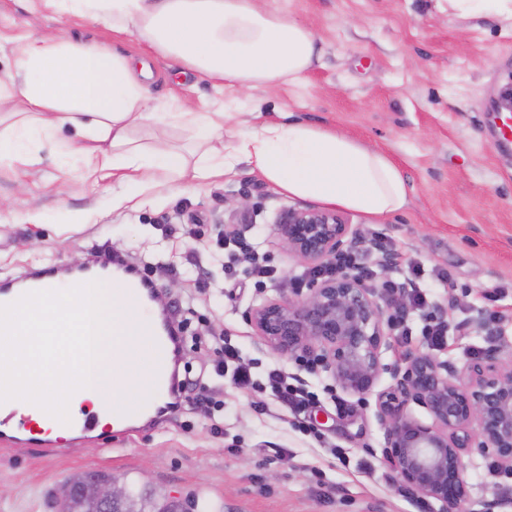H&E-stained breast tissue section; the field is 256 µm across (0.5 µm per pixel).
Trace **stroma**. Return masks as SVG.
Wrapping results in <instances>:
<instances>
[{"instance_id":"stroma-1","label":"stroma","mask_w":512,"mask_h":512,"mask_svg":"<svg viewBox=\"0 0 512 512\" xmlns=\"http://www.w3.org/2000/svg\"><path fill=\"white\" fill-rule=\"evenodd\" d=\"M308 27L322 49L303 81L240 90L150 54L109 24L42 11L30 21L18 0H0V74L29 37L63 34L108 46L149 65L150 93L194 112H230L224 130L252 111L333 127L388 154L411 190L408 208L383 218L344 216L399 254V267L369 262L366 285L402 280L408 266L449 324L483 322L484 331L451 335L436 357L456 365L489 348L512 356V144L501 146L498 113L512 87V20L449 11L448 0H262ZM248 203L249 242L275 277L255 287L244 264H229L217 242L221 221ZM246 166L196 188L157 186L117 200L112 183L84 186L63 156L37 165H0V279L45 265H68L102 245L138 265L153 264L164 304L202 342L182 359L197 399L159 422L134 421L88 434L45 457L41 448H7L0 439V512H53L70 477L99 471L133 491L198 494L206 512H418L433 499L402 490L386 460L375 398L345 394L334 378L299 366L261 344L247 321L266 298L289 294L304 263L282 246L275 221L302 208ZM497 294L484 301V292ZM230 340L255 375L277 366L300 378L317 403L302 418L267 391L236 387L213 370L214 341ZM468 512H512L503 491L512 475H490L489 459L465 456Z\"/></svg>"}]
</instances>
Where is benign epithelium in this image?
<instances>
[{"label":"benign epithelium","mask_w":512,"mask_h":512,"mask_svg":"<svg viewBox=\"0 0 512 512\" xmlns=\"http://www.w3.org/2000/svg\"><path fill=\"white\" fill-rule=\"evenodd\" d=\"M277 231L288 252L311 266L330 263L346 248L381 250L335 210L289 209L279 216ZM407 288L401 285L388 299L366 287L360 274L341 270L312 281L299 298L263 300L250 309L248 321L264 345L313 359L349 395L370 394L389 374L391 385L377 394L376 418L401 487L441 502L442 512H467L465 455L476 449L512 473V360L506 363L500 350L490 349L466 361L461 377L452 362L415 349L392 365L383 363L392 336L387 313ZM411 402L425 408L431 422L412 417ZM82 491L106 512L128 497L116 480L90 481Z\"/></svg>","instance_id":"benign-epithelium-1"}]
</instances>
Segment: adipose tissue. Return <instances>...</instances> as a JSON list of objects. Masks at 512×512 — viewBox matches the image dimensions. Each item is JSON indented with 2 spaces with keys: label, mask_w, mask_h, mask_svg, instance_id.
I'll return each instance as SVG.
<instances>
[{
  "label": "adipose tissue",
  "mask_w": 512,
  "mask_h": 512,
  "mask_svg": "<svg viewBox=\"0 0 512 512\" xmlns=\"http://www.w3.org/2000/svg\"><path fill=\"white\" fill-rule=\"evenodd\" d=\"M62 16L111 24L182 71L248 89L301 80L320 55L302 23L258 0H43ZM147 71L108 47L63 35L29 38L0 76V163L37 164L33 143L74 162L83 182L121 189L198 186L246 165L290 198L381 217L404 209L410 189L384 152L345 134L298 121L260 118L222 136L223 112L182 111L153 102ZM181 127L191 147L142 139Z\"/></svg>",
  "instance_id": "ef3b65f1"
}]
</instances>
